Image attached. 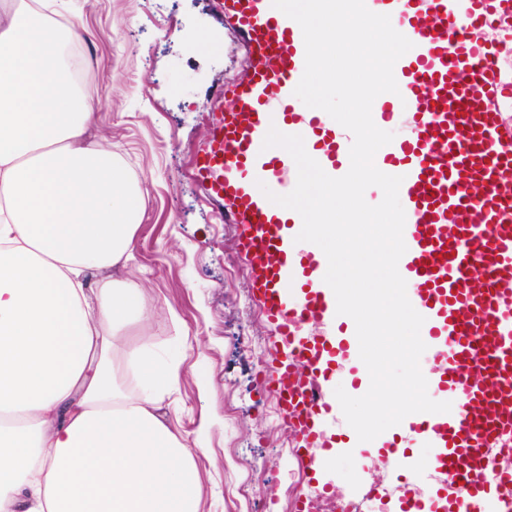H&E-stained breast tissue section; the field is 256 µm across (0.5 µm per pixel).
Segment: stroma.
<instances>
[{
  "label": "stroma",
  "mask_w": 512,
  "mask_h": 512,
  "mask_svg": "<svg viewBox=\"0 0 512 512\" xmlns=\"http://www.w3.org/2000/svg\"><path fill=\"white\" fill-rule=\"evenodd\" d=\"M224 0H9L73 38L101 106L85 138L111 149L141 194L133 260L93 270L91 283L138 282L148 310L134 343L170 366L163 411L196 451L200 512H289L299 495L359 502L374 486L396 487L388 447H352L345 418L326 425L338 446L321 476H305L298 436L284 422L262 369L273 326L254 297L238 225L194 175L226 100L252 60L224 20Z\"/></svg>",
  "instance_id": "obj_1"
}]
</instances>
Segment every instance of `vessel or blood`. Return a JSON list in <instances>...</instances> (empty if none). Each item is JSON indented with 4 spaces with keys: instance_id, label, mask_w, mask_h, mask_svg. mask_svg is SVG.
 <instances>
[{
    "instance_id": "b4317fda",
    "label": "vessel or blood",
    "mask_w": 512,
    "mask_h": 512,
    "mask_svg": "<svg viewBox=\"0 0 512 512\" xmlns=\"http://www.w3.org/2000/svg\"><path fill=\"white\" fill-rule=\"evenodd\" d=\"M377 2L413 47L394 69L398 94L377 97L372 106L385 122L402 111L406 124L402 139L377 151L376 166L403 176L402 261L407 296L425 319L428 361L421 371L431 398L452 403L450 412L407 418L410 439L430 444L427 457L410 459L398 447L391 455L402 472L440 474L455 489L453 512H512V467L494 465L488 446L493 436L512 434V125L500 118L512 74L500 65L499 44L486 37L494 22L512 41V0ZM224 16L253 68L247 82L226 87L233 106L195 170L226 201L225 218L240 229L255 294L288 348L265 376L310 469L315 459L308 451L324 447L321 425L335 413L320 385L335 376L351 346L325 334L297 340L295 324L325 319L330 307L321 287L297 285L292 272L299 265L316 272L320 262L313 248L288 249L280 220L239 181L263 171L276 193L293 190V158L262 147L263 129L275 116L322 162L348 151L353 136L324 131L321 113L294 94L304 69L297 22L271 0H224ZM297 364L306 368V381L296 380Z\"/></svg>"
}]
</instances>
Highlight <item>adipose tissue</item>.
Returning <instances> with one entry per match:
<instances>
[{
  "mask_svg": "<svg viewBox=\"0 0 512 512\" xmlns=\"http://www.w3.org/2000/svg\"><path fill=\"white\" fill-rule=\"evenodd\" d=\"M43 20L0 11V512H197L195 459L159 412L171 373L128 328L141 204L119 160L83 143L98 101L59 76ZM129 347L138 395L117 383Z\"/></svg>",
  "mask_w": 512,
  "mask_h": 512,
  "instance_id": "1",
  "label": "adipose tissue"
}]
</instances>
